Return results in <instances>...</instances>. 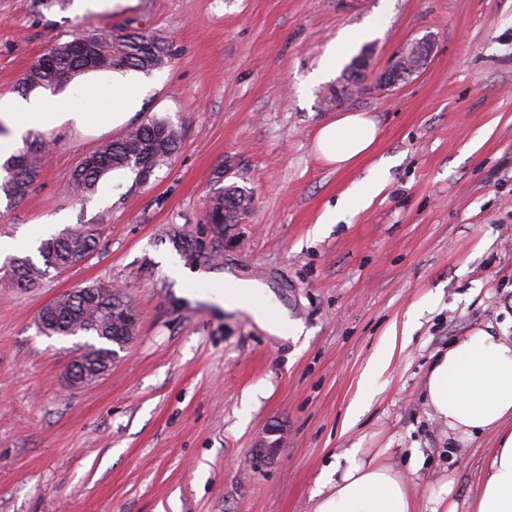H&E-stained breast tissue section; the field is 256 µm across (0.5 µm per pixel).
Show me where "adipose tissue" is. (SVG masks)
I'll return each instance as SVG.
<instances>
[{"label":"adipose tissue","mask_w":512,"mask_h":512,"mask_svg":"<svg viewBox=\"0 0 512 512\" xmlns=\"http://www.w3.org/2000/svg\"><path fill=\"white\" fill-rule=\"evenodd\" d=\"M0 114L10 120L12 133L0 138V153L19 147L24 135L67 123L85 126L87 112L75 100L33 97L22 102L0 99ZM376 121L364 112H345L322 126L315 136L319 158L342 168L374 151ZM216 302L250 312L269 334L301 333L300 325L276 313L261 300L254 285L229 280L214 290ZM423 398L438 420L452 432L468 437L494 434L496 448L481 484L473 512H512V343L486 325L439 351L424 382ZM313 512H418L408 477L377 461H350L336 479L313 493Z\"/></svg>","instance_id":"1"}]
</instances>
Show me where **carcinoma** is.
<instances>
[{
  "label": "carcinoma",
  "instance_id": "cac0c4a2",
  "mask_svg": "<svg viewBox=\"0 0 512 512\" xmlns=\"http://www.w3.org/2000/svg\"><path fill=\"white\" fill-rule=\"evenodd\" d=\"M372 48L365 45L344 66L336 84L328 86L324 100L335 101L336 87L352 77L363 79L358 64ZM170 53L154 37L137 29L126 38L114 41L105 36L76 34L63 44L52 48L31 68L23 81V90L30 93L42 88L58 92L76 77L104 69L152 72L164 66ZM183 139L182 129L167 119H152L133 128L125 137L103 146L87 155L74 174V183L85 193L97 191L102 178L110 172L129 170L135 181L145 184L153 172L167 164L178 152ZM41 169L38 139L0 164V192L10 200H18L36 184ZM254 196L235 184L224 187L206 210L207 224L213 237L224 239V225L238 223L239 216L251 209ZM96 228L93 226L68 228L40 241L38 253L42 264L29 257H14L0 280L10 288H31L47 271L64 270L95 248ZM41 331L48 335L76 336L92 334L107 345L91 344L80 356L82 363L69 369L75 374L91 371L100 361H111L118 349L130 342L136 332L137 318L130 303L117 291L88 287L63 295L55 301L51 321H40Z\"/></svg>",
  "mask_w": 512,
  "mask_h": 512
}]
</instances>
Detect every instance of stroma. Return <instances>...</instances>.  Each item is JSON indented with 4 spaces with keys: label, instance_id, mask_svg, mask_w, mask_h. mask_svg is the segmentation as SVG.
Here are the masks:
<instances>
[{
    "label": "stroma",
    "instance_id": "stroma-1",
    "mask_svg": "<svg viewBox=\"0 0 512 512\" xmlns=\"http://www.w3.org/2000/svg\"><path fill=\"white\" fill-rule=\"evenodd\" d=\"M133 26L165 40L171 60L142 76L128 126H181L176 156L146 184L115 171L88 196L75 169L128 126L52 127L39 133L35 188L0 195L2 240L100 230L69 269L27 290L0 285V512H312L324 468L353 448L408 473L420 512H469L495 441L453 436L422 393L454 340L489 323L512 340V0H123L100 11L0 0V98L21 97L25 74L74 34ZM355 30L373 47L367 90L327 108L326 83L311 77ZM424 38L419 72L377 89L393 54ZM342 110L372 114L381 138L337 169L313 142ZM383 160L371 203L316 233ZM231 184L254 194L253 210L225 225L217 261H186L174 230L209 250L206 206ZM227 279L260 284L301 336L269 335L208 300ZM89 286L121 291L137 331L103 377L72 388L67 367L91 338L45 335L39 314ZM410 310L403 346L349 423L370 358ZM270 429L280 446L266 454L257 443Z\"/></svg>",
    "mask_w": 512,
    "mask_h": 512
}]
</instances>
